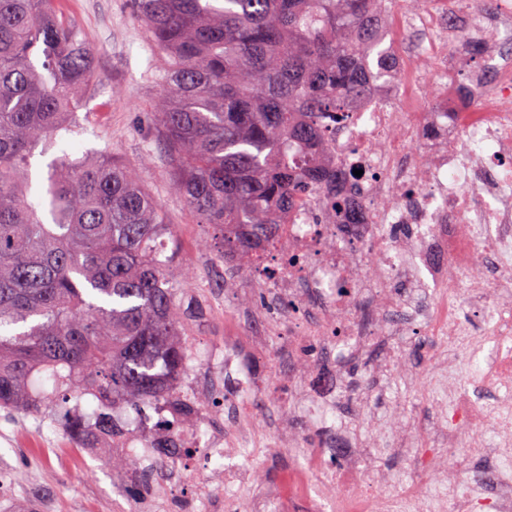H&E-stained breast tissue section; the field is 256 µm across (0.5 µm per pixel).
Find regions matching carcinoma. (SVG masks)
Masks as SVG:
<instances>
[{"mask_svg": "<svg viewBox=\"0 0 512 512\" xmlns=\"http://www.w3.org/2000/svg\"><path fill=\"white\" fill-rule=\"evenodd\" d=\"M132 2L161 50L173 191L221 259L263 261L305 195L345 179L328 126L396 67L376 39L393 0ZM95 80L62 0H0V410L50 408L76 446L120 438L124 406L176 404L190 359L162 207L138 168L69 150ZM338 220L355 223L342 199ZM84 394L88 417L68 407Z\"/></svg>", "mask_w": 512, "mask_h": 512, "instance_id": "1", "label": "carcinoma"}]
</instances>
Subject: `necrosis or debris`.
<instances>
[{"mask_svg":"<svg viewBox=\"0 0 512 512\" xmlns=\"http://www.w3.org/2000/svg\"><path fill=\"white\" fill-rule=\"evenodd\" d=\"M415 39L408 73L387 75L329 137V160L347 171L338 190L311 191L282 226L269 262L250 265L259 288L287 302L284 316L255 309L256 344L287 335L288 355L318 350L314 381L295 374L311 415L335 402L339 353L359 356L375 336L397 338L423 328L435 347V399L443 404L437 434L405 449L404 473L355 463L360 448L332 428L313 441L297 439L300 460L279 482L248 500L214 498L205 461L228 448H250L255 429H208L198 414L187 436L203 463L193 483L181 484L186 464L159 458L147 438L168 436L178 419L163 409L132 434L113 442L131 454L154 482L138 512H512V0H493L478 12L473 0L395 11ZM499 28L483 45L477 71L460 88H440L430 108L417 84L432 63L447 65L448 47L475 40L485 24ZM351 197L356 224H325L335 193ZM483 318L474 326L471 313ZM215 379L231 383L240 403L263 390L241 369L235 344L209 351ZM454 450L448 470L423 492L415 481L429 472L441 446Z\"/></svg>","mask_w":512,"mask_h":512,"instance_id":"obj_1","label":"necrosis or debris"}]
</instances>
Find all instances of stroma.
<instances>
[{
  "instance_id": "35a3bbf8",
  "label": "stroma",
  "mask_w": 512,
  "mask_h": 512,
  "mask_svg": "<svg viewBox=\"0 0 512 512\" xmlns=\"http://www.w3.org/2000/svg\"><path fill=\"white\" fill-rule=\"evenodd\" d=\"M66 6L95 50L102 76L77 112L86 131L75 139V150L80 155L90 150L106 153L137 165L146 188L162 204L178 246L170 271L186 285L184 317L193 348L203 350L227 338L236 341L243 368L264 375L269 381V396L278 402L273 412L259 401L242 405V417L260 420L264 429L280 425L305 439L318 428L340 424L351 432H362L365 417L349 414L340 406L320 420L308 417L300 401L292 398L287 377L279 373L285 337H269L265 347H256L239 318L247 301L269 310L274 309V302L256 288L245 266L225 265L201 248L205 230L172 191L162 137L151 123L152 104L161 92L151 64L159 60L160 53L148 43L142 26L135 21L131 0H66ZM387 350L386 338L378 336L371 348V361L346 358L345 390L354 393L374 383V364ZM406 351L411 372L383 382L365 416L377 417L395 430L408 420L438 430L439 411L429 391L434 347L427 337L412 334L406 338ZM45 442L69 446L55 417L43 410L10 415L0 412V456L11 461L15 484L33 487L35 492L48 496L52 512H99L105 503L117 504L121 512H136L128 483L114 480L105 464L109 451L75 449V456L87 470L85 477L76 478L62 470L53 455L41 452Z\"/></svg>"
}]
</instances>
